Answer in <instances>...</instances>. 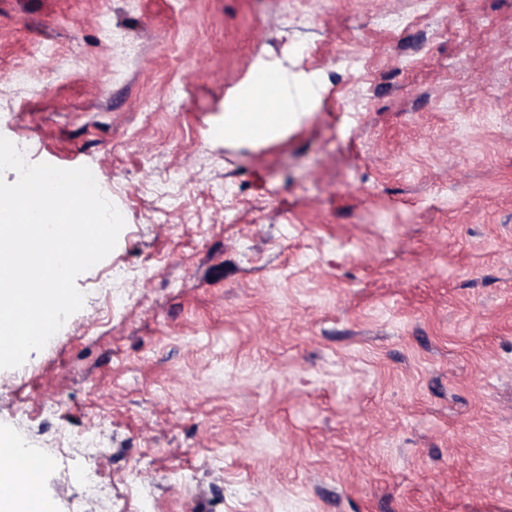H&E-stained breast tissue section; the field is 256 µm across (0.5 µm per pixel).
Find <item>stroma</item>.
I'll use <instances>...</instances> for the list:
<instances>
[{"label":"stroma","mask_w":512,"mask_h":512,"mask_svg":"<svg viewBox=\"0 0 512 512\" xmlns=\"http://www.w3.org/2000/svg\"><path fill=\"white\" fill-rule=\"evenodd\" d=\"M260 61L313 110L215 140ZM0 135L126 221L0 370L54 512H512V0H0Z\"/></svg>","instance_id":"35a3bbf8"}]
</instances>
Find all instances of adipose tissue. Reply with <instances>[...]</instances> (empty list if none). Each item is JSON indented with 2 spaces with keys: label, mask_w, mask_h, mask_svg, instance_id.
<instances>
[{
  "label": "adipose tissue",
  "mask_w": 512,
  "mask_h": 512,
  "mask_svg": "<svg viewBox=\"0 0 512 512\" xmlns=\"http://www.w3.org/2000/svg\"><path fill=\"white\" fill-rule=\"evenodd\" d=\"M313 81L256 64L236 95L224 102L217 123L221 141L263 145L284 138L308 113ZM31 495L17 465L0 466V512H29Z\"/></svg>",
  "instance_id": "1"
}]
</instances>
